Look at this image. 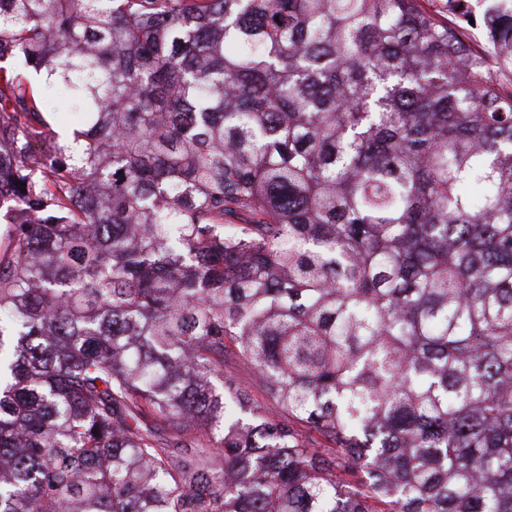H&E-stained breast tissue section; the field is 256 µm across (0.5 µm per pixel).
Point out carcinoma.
<instances>
[{
    "label": "carcinoma",
    "mask_w": 512,
    "mask_h": 512,
    "mask_svg": "<svg viewBox=\"0 0 512 512\" xmlns=\"http://www.w3.org/2000/svg\"><path fill=\"white\" fill-rule=\"evenodd\" d=\"M425 2L0 0V512H512V0Z\"/></svg>",
    "instance_id": "obj_1"
}]
</instances>
